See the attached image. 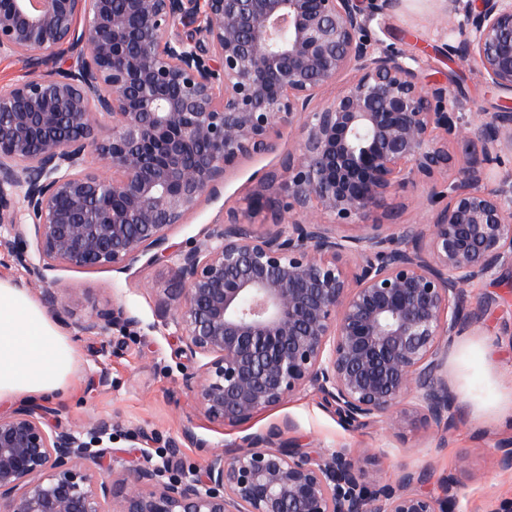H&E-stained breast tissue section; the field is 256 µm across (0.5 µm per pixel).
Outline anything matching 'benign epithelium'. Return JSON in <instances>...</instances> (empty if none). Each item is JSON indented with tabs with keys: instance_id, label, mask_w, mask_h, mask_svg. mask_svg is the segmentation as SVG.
I'll return each mask as SVG.
<instances>
[{
	"instance_id": "benign-epithelium-1",
	"label": "benign epithelium",
	"mask_w": 512,
	"mask_h": 512,
	"mask_svg": "<svg viewBox=\"0 0 512 512\" xmlns=\"http://www.w3.org/2000/svg\"><path fill=\"white\" fill-rule=\"evenodd\" d=\"M452 2L462 37L448 52L512 92V0ZM386 5L0 0V58L26 69L0 86V241L29 284L62 265L169 267L162 306L196 364L185 386L213 422L241 425L313 390L351 429L401 440L455 428L448 350L495 304L470 288L512 270V178L483 187L512 152V110L465 112L426 82L418 56L372 30ZM199 14L204 26L181 32ZM61 55L68 67L51 66ZM286 133L295 149L245 212L199 243H169L228 170ZM475 143L456 164L450 147ZM416 183L432 185L421 221L374 217ZM261 210L271 222L259 230ZM139 326L114 304L81 330ZM47 414L0 415L3 512H453L462 494L451 480L444 497L424 490L428 464L382 484L364 448L289 446L287 419L212 449L190 478L108 457L110 419L74 431ZM86 462H118L119 478L99 483Z\"/></svg>"
}]
</instances>
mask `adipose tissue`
I'll return each mask as SVG.
<instances>
[{
    "instance_id": "ef3b65f1",
    "label": "adipose tissue",
    "mask_w": 512,
    "mask_h": 512,
    "mask_svg": "<svg viewBox=\"0 0 512 512\" xmlns=\"http://www.w3.org/2000/svg\"><path fill=\"white\" fill-rule=\"evenodd\" d=\"M75 354L41 305L0 279V403L45 399L66 388Z\"/></svg>"
}]
</instances>
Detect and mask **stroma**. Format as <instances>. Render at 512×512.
<instances>
[{
    "label": "stroma",
    "instance_id": "stroma-1",
    "mask_svg": "<svg viewBox=\"0 0 512 512\" xmlns=\"http://www.w3.org/2000/svg\"><path fill=\"white\" fill-rule=\"evenodd\" d=\"M380 22L386 42L422 54L427 77L447 82L465 107L497 112L512 104L511 92L487 84L474 65L449 54V44L459 35L448 0H398L384 10ZM294 146L286 136L279 152L242 159L226 173L218 197L203 200L185 223L171 228L172 243L180 246L201 238L207 225L227 219L229 212L245 211L257 177L278 167L282 153ZM170 277L167 268L142 260L126 272L109 266H64L50 273L48 286L59 297L50 316L76 350L70 385L45 401L52 410L51 425L80 430L94 420L112 419L120 426L111 443L113 456H137L124 436L134 430L146 436L154 462L167 460L173 467L200 475L208 447H221L287 418L293 423L285 435L291 445L313 451L371 449L369 470L380 481L388 480L401 463L432 462L429 491L442 493L444 480L454 478L465 487L460 512H493L500 501L512 499V469L499 464L501 448L512 447V273H499L472 287L473 299L492 293L497 302L482 324L456 338L448 355V382L465 405L461 423L442 439L430 430H417L404 448L388 440L380 428L344 427L334 407L312 392L240 427L210 422L184 386L183 375L192 371L194 363L179 353L175 329L162 315L163 291ZM115 303L135 315L141 328L113 329L98 336L82 332V323L94 311ZM187 426L207 441V448L183 442L182 430ZM175 441L181 448L171 458L167 451ZM469 450L474 453L469 469L457 471L458 455Z\"/></svg>",
    "mask_w": 512,
    "mask_h": 512
}]
</instances>
